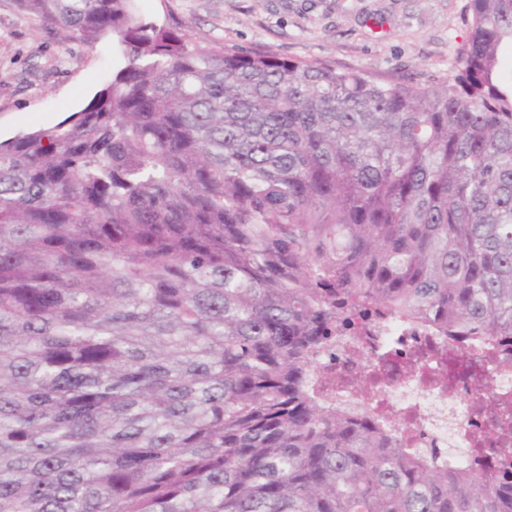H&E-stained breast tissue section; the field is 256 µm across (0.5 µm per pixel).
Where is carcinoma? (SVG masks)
Wrapping results in <instances>:
<instances>
[{"mask_svg": "<svg viewBox=\"0 0 512 512\" xmlns=\"http://www.w3.org/2000/svg\"><path fill=\"white\" fill-rule=\"evenodd\" d=\"M15 2L125 66L0 141V512H512L315 387L359 318L512 338V0L431 86Z\"/></svg>", "mask_w": 512, "mask_h": 512, "instance_id": "1", "label": "carcinoma"}]
</instances>
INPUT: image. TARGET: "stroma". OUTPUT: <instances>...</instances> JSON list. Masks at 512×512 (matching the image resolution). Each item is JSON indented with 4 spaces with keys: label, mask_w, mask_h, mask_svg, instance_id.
<instances>
[{
    "label": "stroma",
    "mask_w": 512,
    "mask_h": 512,
    "mask_svg": "<svg viewBox=\"0 0 512 512\" xmlns=\"http://www.w3.org/2000/svg\"><path fill=\"white\" fill-rule=\"evenodd\" d=\"M466 0H136L141 17L185 25L229 48L326 60L417 84L448 77L468 37ZM122 61L111 38L87 45L0 0V138L48 128L83 108Z\"/></svg>",
    "instance_id": "stroma-1"
}]
</instances>
